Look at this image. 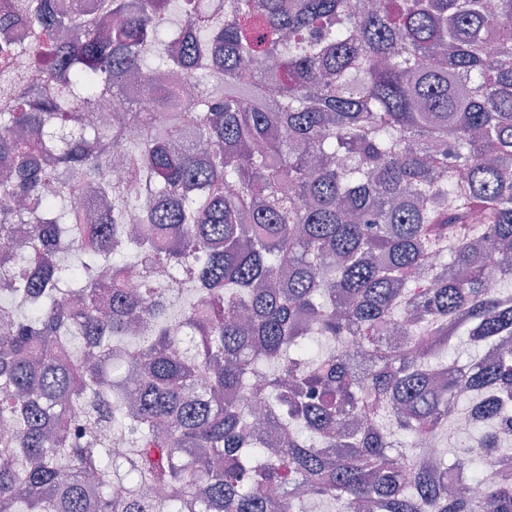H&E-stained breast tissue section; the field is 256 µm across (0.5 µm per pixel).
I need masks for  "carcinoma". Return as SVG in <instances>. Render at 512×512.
<instances>
[{"mask_svg":"<svg viewBox=\"0 0 512 512\" xmlns=\"http://www.w3.org/2000/svg\"><path fill=\"white\" fill-rule=\"evenodd\" d=\"M10 8L42 67L14 79L0 41V239L28 225L0 255V512H512L485 467L512 465V352L429 363L512 336V0ZM156 73L153 111L86 132ZM464 391L479 437L421 463Z\"/></svg>","mask_w":512,"mask_h":512,"instance_id":"cac0c4a2","label":"carcinoma"}]
</instances>
